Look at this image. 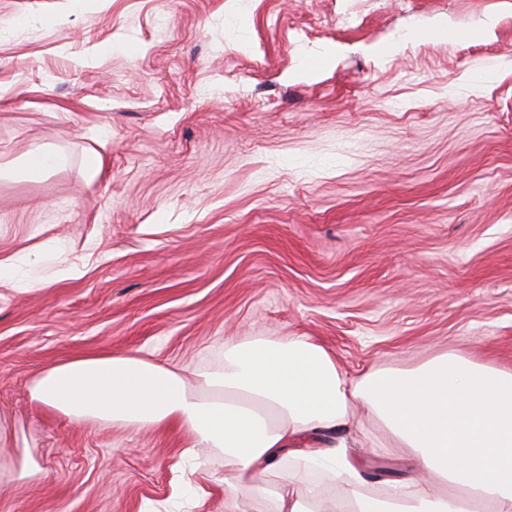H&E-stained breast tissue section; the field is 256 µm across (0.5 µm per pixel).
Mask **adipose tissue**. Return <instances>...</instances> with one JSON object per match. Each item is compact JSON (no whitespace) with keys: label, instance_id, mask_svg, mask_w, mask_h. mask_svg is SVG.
Wrapping results in <instances>:
<instances>
[{"label":"adipose tissue","instance_id":"1","mask_svg":"<svg viewBox=\"0 0 512 512\" xmlns=\"http://www.w3.org/2000/svg\"><path fill=\"white\" fill-rule=\"evenodd\" d=\"M31 398L75 420L177 426L223 466L224 512L248 500L264 512H512V370L461 352L349 379L307 337H253L191 377L133 353L72 359L38 374ZM368 416L410 451L408 476L381 496L347 453ZM318 469L342 497L322 494Z\"/></svg>","mask_w":512,"mask_h":512}]
</instances>
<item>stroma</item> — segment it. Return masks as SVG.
Returning <instances> with one entry per match:
<instances>
[{
    "label": "stroma",
    "mask_w": 512,
    "mask_h": 512,
    "mask_svg": "<svg viewBox=\"0 0 512 512\" xmlns=\"http://www.w3.org/2000/svg\"><path fill=\"white\" fill-rule=\"evenodd\" d=\"M442 18L456 37L415 38ZM45 144L64 168L13 173ZM18 255L36 285L0 286V512L192 494L176 429L33 403L74 357L214 370L225 342L301 335L351 376L450 351L512 369V0H0ZM351 455L371 486L408 474L407 449Z\"/></svg>",
    "instance_id": "obj_1"
}]
</instances>
